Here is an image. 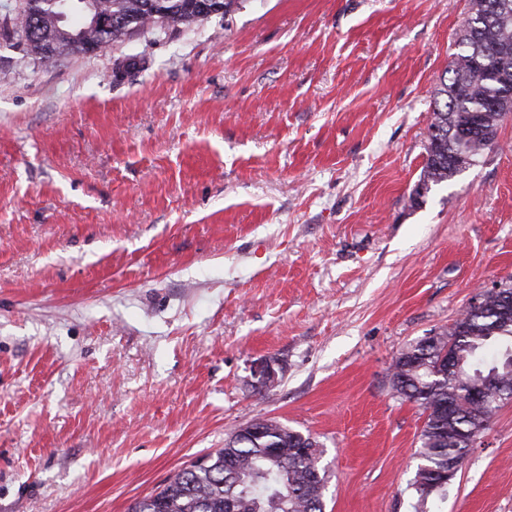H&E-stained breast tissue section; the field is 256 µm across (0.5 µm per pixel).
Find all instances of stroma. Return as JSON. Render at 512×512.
<instances>
[{"label": "stroma", "instance_id": "35a3bbf8", "mask_svg": "<svg viewBox=\"0 0 512 512\" xmlns=\"http://www.w3.org/2000/svg\"><path fill=\"white\" fill-rule=\"evenodd\" d=\"M21 4L0 0V512H127L254 419L319 441L325 512H415L424 416L391 364L512 277V118L409 202L466 0H245L50 66ZM442 510L512 512V401ZM280 367L278 360L268 358L260 361L254 367V377L257 379L256 386L260 388H270L276 385L279 381Z\"/></svg>", "mask_w": 512, "mask_h": 512}]
</instances>
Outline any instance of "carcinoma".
I'll use <instances>...</instances> for the list:
<instances>
[{
    "mask_svg": "<svg viewBox=\"0 0 512 512\" xmlns=\"http://www.w3.org/2000/svg\"><path fill=\"white\" fill-rule=\"evenodd\" d=\"M80 20H57L51 3L39 18L37 41L27 51L40 63L85 53L83 41L104 49L147 30L206 21L195 0H74ZM112 15V30L86 27L89 6ZM449 76L434 94L427 156L410 197L478 165L512 115V0H467ZM392 388L426 413L421 459L413 487L418 505L444 497L448 460H464L474 430L512 399V283L479 306L469 304L434 343H416L393 361ZM288 425L266 419L258 431L228 436L224 447L170 476L160 491L135 501L128 512H324L322 451H276Z\"/></svg>",
    "mask_w": 512,
    "mask_h": 512,
    "instance_id": "cac0c4a2",
    "label": "carcinoma"
}]
</instances>
